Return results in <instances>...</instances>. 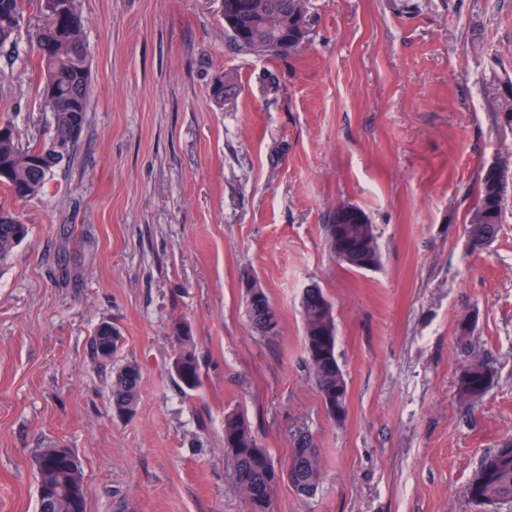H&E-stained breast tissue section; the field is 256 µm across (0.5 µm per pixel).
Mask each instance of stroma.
Wrapping results in <instances>:
<instances>
[{"mask_svg": "<svg viewBox=\"0 0 512 512\" xmlns=\"http://www.w3.org/2000/svg\"><path fill=\"white\" fill-rule=\"evenodd\" d=\"M90 103L47 192L0 186L27 237L0 267V512H36L34 459L84 464L87 512H245L224 446L244 415L276 467L299 432L317 490L280 482L273 512H476L479 460L512 437V182L498 234L466 233L484 170L512 155L495 119L512 80V0H307L299 56L235 54L219 0H80ZM37 0L0 50V118L47 140ZM375 228L381 264L325 245L330 210ZM253 278L279 331L252 328ZM330 301L348 410L334 422L306 364L302 295ZM202 385L172 369L174 320ZM122 333L114 362L92 340ZM470 323L469 336L460 326ZM486 361L484 396H458ZM139 365L132 416L112 413L117 366ZM493 380L491 368L483 362H473L464 368L458 380L459 394L468 400L482 396Z\"/></svg>", "mask_w": 512, "mask_h": 512, "instance_id": "1", "label": "stroma"}]
</instances>
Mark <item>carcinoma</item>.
Here are the masks:
<instances>
[{"label": "carcinoma", "instance_id": "carcinoma-1", "mask_svg": "<svg viewBox=\"0 0 512 512\" xmlns=\"http://www.w3.org/2000/svg\"><path fill=\"white\" fill-rule=\"evenodd\" d=\"M28 0H0V49L17 47V35L24 21ZM302 0H224V28L235 52L245 56L284 59L299 53L307 31L287 23ZM49 23L36 34L40 56L41 97L44 108L53 114V137H64L73 126H84L90 92V67L84 40V22L79 0H40ZM0 178L16 198L42 193L54 176L56 162L51 143L31 144L22 140L15 124L0 119ZM504 197L486 173L478 186V202L471 214L467 233L470 238L493 241L498 233ZM336 208L325 224V241L339 262L356 270H372L380 265V251L374 226L366 213L357 210L338 218ZM26 225L0 207V266L24 240ZM260 302L245 294L250 323L265 335L266 319L278 317L263 287ZM324 294L318 287L306 289L302 297L304 350L314 381L330 416L337 422L347 414L348 383L336 357V323L333 309H325ZM178 350L174 371L183 387H201L200 363L192 329L188 323L172 324ZM122 336H106L93 341L96 356L109 361L121 346ZM493 380L491 368L473 362L458 380L459 394L468 400L482 396ZM141 383L139 367L127 363L116 369L112 380V408L134 412ZM224 444L232 454L236 485L252 512H271L277 485L288 481L294 490L309 495L318 487L322 475V455L313 437L301 433L293 454L283 469L274 466L266 449L258 443L248 421L236 412L224 415ZM57 445L40 450L37 459V512H77L86 507L84 469L75 458L77 470L67 469L50 452ZM467 494L480 512L512 503V439L504 440L480 460L467 485Z\"/></svg>", "mask_w": 512, "mask_h": 512}]
</instances>
